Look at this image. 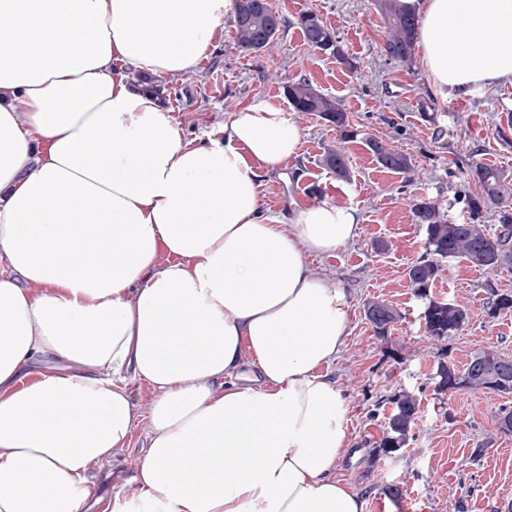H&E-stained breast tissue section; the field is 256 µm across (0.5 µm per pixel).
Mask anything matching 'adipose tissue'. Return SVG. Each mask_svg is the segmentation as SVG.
I'll list each match as a JSON object with an SVG mask.
<instances>
[{
  "label": "adipose tissue",
  "mask_w": 512,
  "mask_h": 512,
  "mask_svg": "<svg viewBox=\"0 0 512 512\" xmlns=\"http://www.w3.org/2000/svg\"><path fill=\"white\" fill-rule=\"evenodd\" d=\"M414 2L434 96L512 83V0ZM234 9L0 0V512H79L131 434L129 371L159 392L155 437L107 512H364L325 372L348 300L306 261L355 237V211L263 208L261 173L298 152L287 112L241 107L195 147L123 71L193 72Z\"/></svg>",
  "instance_id": "ef3b65f1"
}]
</instances>
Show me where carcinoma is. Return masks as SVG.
Wrapping results in <instances>:
<instances>
[{"label": "carcinoma", "instance_id": "1", "mask_svg": "<svg viewBox=\"0 0 512 512\" xmlns=\"http://www.w3.org/2000/svg\"><path fill=\"white\" fill-rule=\"evenodd\" d=\"M387 33L382 52L391 61L412 65L419 30V14L409 0H377ZM282 19L268 0H237L233 17L237 47L244 53H256L265 48L280 30ZM298 27L307 43L336 58L352 69L354 65L342 48L338 37L316 14L303 13ZM288 103L295 112H316L336 127L340 138L351 139L359 131L350 125L347 113L335 98L329 97L303 80L287 86ZM365 143L377 162L385 169L408 175L413 166L410 157L370 136ZM322 163L340 177L348 173L344 153L328 149ZM467 180L478 188L466 194L468 220L452 222L435 201L420 197L412 205L414 221L426 231L425 253L407 270L415 293L427 299L423 312L425 333L438 341H446L461 332L468 323V309L455 302L438 301L429 297L434 281L444 271V265L464 258L472 265L491 272L512 268V177L505 171L476 163L470 166ZM500 209V224L491 232L482 224L483 212ZM512 309V294L493 291L488 300L492 316ZM374 332L385 336L394 327L399 314L382 301H373L365 309ZM435 389L440 393L460 390H490L512 396V358L497 352L480 350L471 356L463 370L445 360L437 364ZM394 409L388 418L382 439L374 448L377 456L396 453L407 444L417 419L419 404L414 395L400 392L392 398Z\"/></svg>", "mask_w": 512, "mask_h": 512}]
</instances>
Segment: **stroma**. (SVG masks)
I'll return each mask as SVG.
<instances>
[{"label":"stroma","instance_id":"obj_1","mask_svg":"<svg viewBox=\"0 0 512 512\" xmlns=\"http://www.w3.org/2000/svg\"><path fill=\"white\" fill-rule=\"evenodd\" d=\"M284 20L277 38L262 51L241 53L231 22L194 73L158 78L161 99L187 142L202 145L223 134L236 108L267 102L288 108L285 88L307 80L336 98L361 139L339 142L332 125L315 114H297L302 138L298 157L262 176L263 206L285 212L295 206L332 203L357 213V235L331 255L313 256V269L346 291L348 329L340 358L327 372L348 399V454L336 476L359 492L365 512H512V433L495 426L512 397L489 390L452 394L435 389L441 356L464 367L479 350L512 356V310L489 315L491 291L512 292V270L489 274L464 259L448 261L432 298L464 303L469 321L451 340L424 333L426 300L410 287L406 270L424 251L425 230L415 224L411 205L429 197L449 219L467 220L465 173L481 162L512 175V83L441 100L430 92L421 60L405 67L389 62L381 47L384 21L377 0H269ZM313 12L336 31L352 59L346 68L311 47L297 25ZM372 136L410 154L413 180L382 168L363 142ZM341 147L349 168L341 179L326 169L327 149ZM382 301L400 315L387 336L366 320L368 302ZM126 389L134 426L123 447L92 464L86 473L88 497L81 512H105L117 490L137 488L138 468L155 436L149 420L156 390L134 377ZM401 391L419 403L416 425L399 452L374 457L391 398ZM481 457H473L474 449ZM400 485L393 500L385 486Z\"/></svg>","mask_w":512,"mask_h":512}]
</instances>
